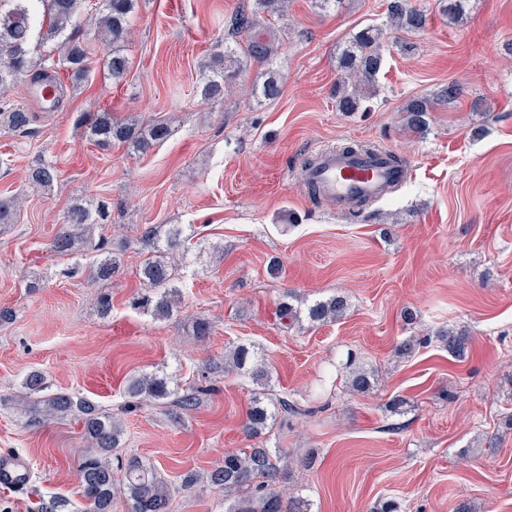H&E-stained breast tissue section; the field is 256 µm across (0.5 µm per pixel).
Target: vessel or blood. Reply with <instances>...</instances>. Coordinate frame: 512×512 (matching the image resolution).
<instances>
[{
  "instance_id": "1",
  "label": "vessel or blood",
  "mask_w": 512,
  "mask_h": 512,
  "mask_svg": "<svg viewBox=\"0 0 512 512\" xmlns=\"http://www.w3.org/2000/svg\"><path fill=\"white\" fill-rule=\"evenodd\" d=\"M33 101L43 111L55 110L58 85L49 81L36 85L31 91ZM393 152L387 148L368 152L322 150L316 163L306 174L327 202L344 209L381 200L392 189L406 181L409 172L392 161ZM27 475V465L17 458L0 465V485H18Z\"/></svg>"
}]
</instances>
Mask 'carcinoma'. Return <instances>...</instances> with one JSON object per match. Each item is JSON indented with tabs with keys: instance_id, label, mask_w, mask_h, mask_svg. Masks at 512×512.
<instances>
[{
	"instance_id": "carcinoma-1",
	"label": "carcinoma",
	"mask_w": 512,
	"mask_h": 512,
	"mask_svg": "<svg viewBox=\"0 0 512 512\" xmlns=\"http://www.w3.org/2000/svg\"><path fill=\"white\" fill-rule=\"evenodd\" d=\"M86 3L87 0H0L1 93L22 78L40 82L60 68L68 72L72 82L78 85L84 82L92 59L91 49L82 38L84 21L95 26L103 44L112 47L105 62L112 80L119 81L127 75L129 58L123 44L130 31L136 0H99L98 13L94 15L88 13ZM387 11L397 29L414 33L426 26V14L412 5V0H388ZM280 13V0H253V6L244 5L230 16L227 35L240 51L226 46L202 65L200 93L204 99L222 98L224 91L253 64L266 70L263 81L252 86L251 96L258 101L279 96L281 75L268 67L276 45L265 32L269 20ZM382 39V30L369 26L340 46L337 53L340 79L336 85V104L340 111L355 112L361 107L359 88L375 83L384 66ZM431 111L432 101L428 98L408 101L403 109L406 126L411 130L426 127ZM170 135L171 129L164 121H156L144 129L138 121L118 119L110 112L99 113L86 127V136L97 144H118L142 153L166 141ZM58 177L55 165L41 162L30 170L29 181L37 191L49 194ZM18 205L19 200L14 196L0 197V224L13 223ZM109 218V207L104 202L93 208L75 204L67 211L65 224L51 243L58 253L70 252L80 244L96 254V260L89 266L73 268V272L85 274L91 284L108 282L119 270V259L108 248V241L93 233L95 225L105 224ZM136 232V241L144 248L139 269L144 289L132 307L156 319L170 318L177 311L175 298L179 297L180 289L178 268L167 258L185 252L186 229L180 224H141ZM347 308V299L341 295L315 300L303 310L281 302L276 321L285 331L304 320L312 325H324L342 318ZM437 339L453 358L465 357L466 336L444 331ZM425 343L427 339L423 337L408 336L395 346L394 354L409 358ZM224 369L237 371L257 386L243 424L246 437L258 439L272 422L308 413L286 397H271L270 368L255 359L252 346L234 347L224 362ZM345 384L349 391L365 394L373 389L375 375L354 367L349 369ZM45 389L44 377L39 372L29 373L22 382L19 397L27 425L38 428L74 412L82 416L84 434L90 442V448L78 462L83 512H112V500L118 493L125 499L126 512H170L171 487L153 465L136 457L127 459L123 464V481L115 485L109 457L120 446L123 435V425L116 416L101 411L86 398L62 390L46 395ZM206 391L207 388L198 386L180 394L171 387L167 377L157 374L134 375L126 387L129 403L135 406L171 398L174 407L185 412L194 409ZM289 470L288 452L255 444L224 454L221 464L204 473L185 474L182 488L191 490L205 482L223 489L228 497L224 512H311L308 500L290 496L277 487Z\"/></svg>"
}]
</instances>
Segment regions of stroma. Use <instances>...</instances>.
<instances>
[{"instance_id":"stroma-1","label":"stroma","mask_w":512,"mask_h":512,"mask_svg":"<svg viewBox=\"0 0 512 512\" xmlns=\"http://www.w3.org/2000/svg\"><path fill=\"white\" fill-rule=\"evenodd\" d=\"M247 0H140L126 40L130 72L113 82L107 46L94 48L91 72L53 112L31 106L29 80L0 95V196L20 197L13 223L0 224V455L28 464L27 489L0 485V512H34V497L57 496L78 512V459L89 443L80 418L27 426L12 400L32 371L49 391H69L115 414L124 426L121 457L154 464L175 487L173 512H224V491L181 490L183 474L205 472L225 453L250 447L242 424L254 386L225 372L224 353L254 345L276 393L309 415L276 422L269 447L293 460L287 485L313 512H370L384 498L400 512H512V0H470L455 22L437 0H413L427 15L417 34L390 30L387 0H345L320 11L288 0L278 22L276 99L256 101L243 86L202 101L198 67L224 38V22ZM387 29L391 46L367 111L336 107V47L349 33ZM455 100L439 102L448 86ZM436 99L427 129L403 124V105ZM486 109L473 111L474 98ZM109 110L174 130L147 153L102 149L82 122ZM23 112L26 126L7 116ZM349 143L390 148L409 169L393 194L361 212L312 202L301 180L307 159ZM55 164L51 194L33 190L37 161ZM107 202L102 229L121 258L105 290L70 268L88 251L52 252L74 203ZM140 224H181L191 236L179 265L181 302L156 320L131 306L142 288ZM279 277L266 271L271 258ZM346 296L335 322L282 332V301L305 308ZM413 312L406 321L405 312ZM207 319L210 336L192 332ZM468 336L457 361L435 343L439 330ZM430 337L412 357L396 358L405 337ZM378 370L371 393L331 390L347 353ZM167 376L178 390L202 385L199 405L172 420L171 406L127 404L128 377ZM408 401L391 414L394 397Z\"/></svg>"}]
</instances>
